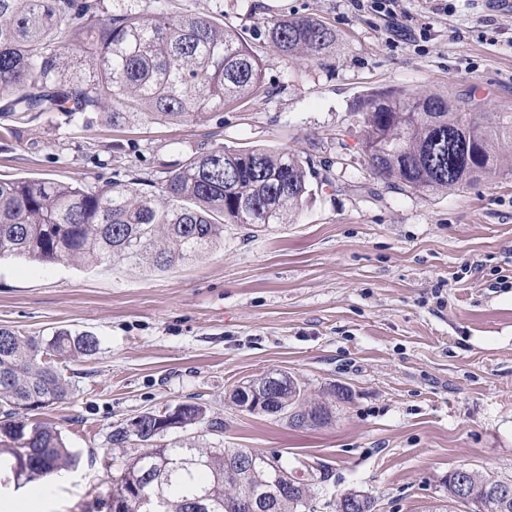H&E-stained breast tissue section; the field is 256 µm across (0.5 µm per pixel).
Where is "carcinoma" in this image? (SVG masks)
Returning a JSON list of instances; mask_svg holds the SVG:
<instances>
[{
  "label": "carcinoma",
  "mask_w": 512,
  "mask_h": 512,
  "mask_svg": "<svg viewBox=\"0 0 512 512\" xmlns=\"http://www.w3.org/2000/svg\"><path fill=\"white\" fill-rule=\"evenodd\" d=\"M91 0H0V95L12 110L66 112L72 116L102 108L136 109L170 120L191 112L221 110L263 92L259 59L247 39L221 19L159 9L141 11L124 0L104 19H94ZM83 24H77L78 20ZM267 38L286 56L309 60L336 51V34L319 20L291 17L267 25ZM88 43L94 53V79L64 78L52 52L55 41ZM360 141L372 174L418 191H448L498 169L495 143L512 141V113L460 112L454 101L432 94L366 99ZM315 194L303 162L286 150L216 145L189 157L170 172L159 194L114 182L92 190L54 178L0 179V256L19 255L43 264L98 265L116 258L148 261L166 268L207 251L224 240V225L261 228L288 224ZM163 203H158L157 196ZM100 350L89 333L58 330L43 342L0 328V471H15L21 486L62 469H75L80 453L66 446L48 423L30 422L26 411L68 399L73 386L56 360L93 356ZM267 389L261 377L248 386L261 409L297 410L292 428L325 425L333 404L309 401L290 376ZM202 426L190 446L160 445L170 428ZM224 419L210 417L195 402L180 403L165 415L141 414L140 435L125 424L112 428L108 443L126 448L137 440L146 451L111 486L135 484L158 501L137 512H238V494L274 490L277 471L288 463L261 460L242 481L232 464L235 448L217 442ZM27 465L12 469L21 454ZM495 479L471 471L476 512H512L493 493ZM301 492L277 500L274 512H309Z\"/></svg>",
  "instance_id": "1"
}]
</instances>
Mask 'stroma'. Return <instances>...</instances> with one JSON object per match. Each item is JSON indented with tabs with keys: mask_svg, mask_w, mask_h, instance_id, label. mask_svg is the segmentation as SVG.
Wrapping results in <instances>:
<instances>
[{
	"mask_svg": "<svg viewBox=\"0 0 512 512\" xmlns=\"http://www.w3.org/2000/svg\"><path fill=\"white\" fill-rule=\"evenodd\" d=\"M163 4L244 31L263 94L179 121L132 111L116 125L105 111L18 115L0 98V179L159 185L224 144L311 159L316 192L293 223L225 225L222 244L166 269L0 259V327L89 332L101 344L67 362V403L29 414L81 455L55 491L57 512H94L108 473L135 456L108 446L113 425L182 402L223 416L225 447L282 458L302 481L324 475L314 512H336L351 489L375 512H425L459 468L512 480V143L498 148L499 173L427 193L380 180L359 148L373 93L512 113V11L401 0L391 23L352 0ZM293 16L332 28L335 55L316 62L273 47L266 21ZM423 28L427 38H414ZM272 372L311 401L343 390L331 422L293 428L233 402L238 386Z\"/></svg>",
	"mask_w": 512,
	"mask_h": 512,
	"instance_id": "obj_1",
	"label": "stroma"
}]
</instances>
